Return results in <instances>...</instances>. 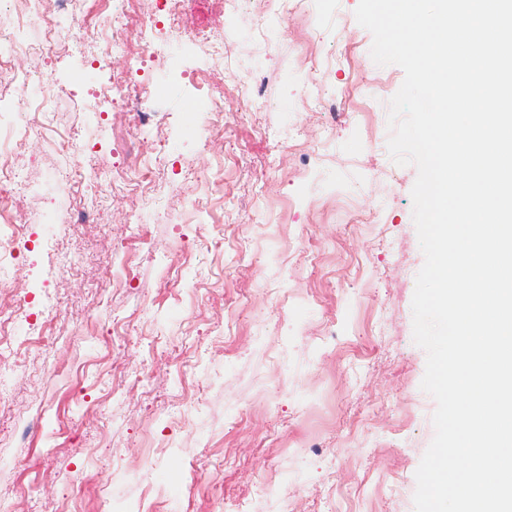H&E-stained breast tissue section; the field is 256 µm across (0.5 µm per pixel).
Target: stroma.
<instances>
[{"label": "stroma", "instance_id": "1", "mask_svg": "<svg viewBox=\"0 0 512 512\" xmlns=\"http://www.w3.org/2000/svg\"><path fill=\"white\" fill-rule=\"evenodd\" d=\"M357 4L310 0L289 18L280 0L237 15L190 0L180 48L150 63L166 76L149 115L166 146L130 173L158 197L146 223H132L143 201L120 179L85 223L63 204L44 224L41 202L16 192L31 240L13 277L60 309L41 345L0 361L11 512H216L268 484L259 512H415L436 409L413 339L417 169L387 148L403 70L384 66V88L360 91L373 60ZM82 51L54 76L47 142L19 157L28 181L52 183V138L92 134L77 104L100 83L99 41ZM305 55L330 58L317 80L342 116L305 108ZM249 68L267 109L239 91ZM211 88L224 93L219 140L201 130ZM352 209L383 223L350 226Z\"/></svg>", "mask_w": 512, "mask_h": 512}]
</instances>
